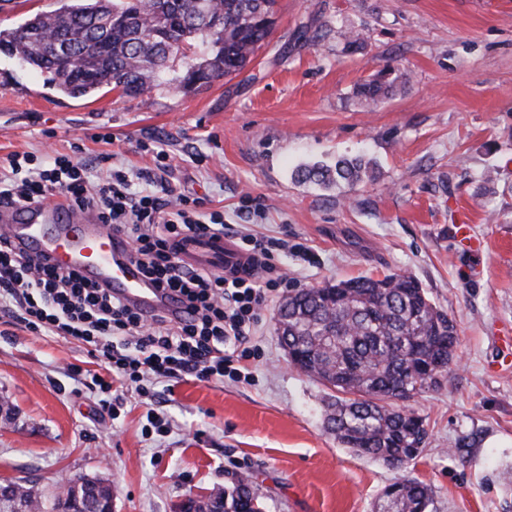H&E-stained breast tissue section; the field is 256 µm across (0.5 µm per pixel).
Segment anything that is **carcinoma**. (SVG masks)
<instances>
[{
  "mask_svg": "<svg viewBox=\"0 0 512 512\" xmlns=\"http://www.w3.org/2000/svg\"><path fill=\"white\" fill-rule=\"evenodd\" d=\"M276 0H64L57 9L37 13L13 28L0 29V53L22 62L44 77L46 85L70 98H88L103 88L136 96L163 80L180 92L196 90L188 75L175 73L178 56H199L197 71L209 82L242 73L262 48L258 26L274 12ZM163 9L170 41L153 36L156 11ZM143 15L132 28L112 25L100 31L93 18ZM224 15V29L206 32L202 13ZM104 37L107 50L92 49ZM397 79L383 70L362 83L356 95L368 106L393 94ZM370 162L363 157H338L332 163L298 166L292 173L302 184L323 188L355 186L366 176ZM276 324L280 339L299 352L294 366L340 396L327 405L325 425L340 445L372 459L402 464L416 460L427 432L417 429L406 407L390 403L399 393L408 401L427 384L418 366L429 359L453 361L456 343L443 345L430 336L457 335L454 321L439 310L414 277L390 274L361 276L288 292L279 305ZM409 337L406 345L395 340ZM100 488L78 492L90 503H109L112 492L105 480ZM396 494L383 495L380 512H430L433 490L424 481L403 476ZM15 499L0 501V512H18L35 503L39 512H93L52 498L32 486L12 482ZM236 478L224 488V512H263L256 493Z\"/></svg>",
  "mask_w": 512,
  "mask_h": 512,
  "instance_id": "carcinoma-1",
  "label": "carcinoma"
}]
</instances>
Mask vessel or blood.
Instances as JSON below:
<instances>
[{"label": "vessel or blood", "instance_id": "obj_1", "mask_svg": "<svg viewBox=\"0 0 512 512\" xmlns=\"http://www.w3.org/2000/svg\"><path fill=\"white\" fill-rule=\"evenodd\" d=\"M0 232L48 264L71 268L111 288L113 294L146 314L170 310L163 289L144 278L131 259L125 237L102 223L88 207L54 204L0 209ZM180 258L215 270L241 263L224 239H199L181 245Z\"/></svg>", "mask_w": 512, "mask_h": 512}]
</instances>
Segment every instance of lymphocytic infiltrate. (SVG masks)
I'll list each match as a JSON object with an SVG mask.
<instances>
[{
	"label": "lymphocytic infiltrate",
	"mask_w": 512,
	"mask_h": 512,
	"mask_svg": "<svg viewBox=\"0 0 512 512\" xmlns=\"http://www.w3.org/2000/svg\"><path fill=\"white\" fill-rule=\"evenodd\" d=\"M6 160L13 178L0 180V204L46 203L54 189L78 207L93 208L125 235L142 273L178 306L172 317L144 314L110 289L13 248L0 234V311L100 357L105 371L92 375L91 386L104 393L103 410L112 408L107 395L116 378L138 385L186 375L251 380L246 362L252 353L244 344L284 282L274 258L287 251V241L240 232L241 267L222 274L198 269L182 263L177 243L224 234L222 215L204 213L202 199L175 197L165 187L133 191L122 170L100 160L86 164L58 155L41 169L32 168L26 153Z\"/></svg>",
	"instance_id": "f902f5d3"
}]
</instances>
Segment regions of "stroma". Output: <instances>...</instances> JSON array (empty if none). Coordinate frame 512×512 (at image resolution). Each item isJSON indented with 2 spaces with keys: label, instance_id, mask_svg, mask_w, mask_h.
Listing matches in <instances>:
<instances>
[{
  "label": "stroma",
  "instance_id": "35a3bbf8",
  "mask_svg": "<svg viewBox=\"0 0 512 512\" xmlns=\"http://www.w3.org/2000/svg\"><path fill=\"white\" fill-rule=\"evenodd\" d=\"M350 27L364 33L356 51L339 36ZM388 66L409 82L366 107L357 86ZM156 150L174 194L203 198L230 230L312 249V266L276 255L289 287L406 273L455 320L456 362L408 403L428 430L424 451L393 468L325 430L330 391L280 346L276 295L249 341L252 382H159L146 396L128 383L105 422L82 376L95 359L0 321V400L12 409L0 415V480L49 495L97 475L114 512H177L186 496L244 476L265 512H377L384 489L412 475L431 485L433 512H512V368L495 367L512 325V0H279L253 63L187 94L160 85L69 99L0 54V157L108 153L139 191ZM358 154L374 177L353 188L291 179L298 164ZM250 198L261 213L245 210ZM461 207L481 252L448 232ZM152 410L168 434H143Z\"/></svg>",
  "mask_w": 512,
  "mask_h": 512
}]
</instances>
